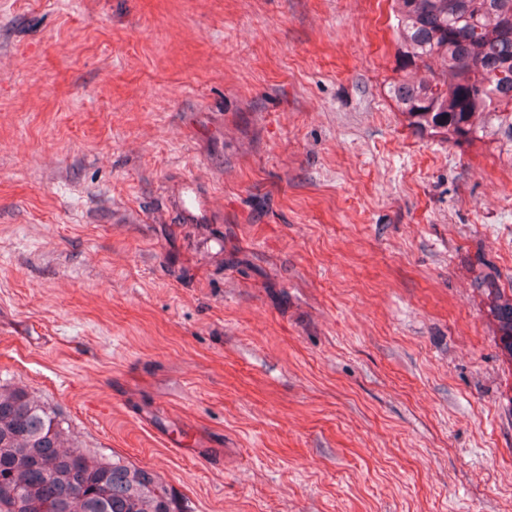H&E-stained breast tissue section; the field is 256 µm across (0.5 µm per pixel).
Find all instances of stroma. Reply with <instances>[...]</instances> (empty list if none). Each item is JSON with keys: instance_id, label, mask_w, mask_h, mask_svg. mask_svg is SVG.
I'll return each instance as SVG.
<instances>
[{"instance_id": "obj_1", "label": "stroma", "mask_w": 512, "mask_h": 512, "mask_svg": "<svg viewBox=\"0 0 512 512\" xmlns=\"http://www.w3.org/2000/svg\"><path fill=\"white\" fill-rule=\"evenodd\" d=\"M393 23L0 0V383L189 512H512V357L473 281L512 283V143L409 127ZM182 214L188 222H202L209 212V201L198 195L192 185V180L186 182L183 193Z\"/></svg>"}]
</instances>
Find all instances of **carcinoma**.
Instances as JSON below:
<instances>
[{
	"instance_id": "obj_1",
	"label": "carcinoma",
	"mask_w": 512,
	"mask_h": 512,
	"mask_svg": "<svg viewBox=\"0 0 512 512\" xmlns=\"http://www.w3.org/2000/svg\"><path fill=\"white\" fill-rule=\"evenodd\" d=\"M393 0L397 64L422 73L389 95L419 135L477 137L496 121L512 142V0ZM475 283L502 348L512 356V283L486 262ZM0 512H18L12 491L45 512H186L183 496L156 472L71 443L59 414L18 385L0 384Z\"/></svg>"
}]
</instances>
